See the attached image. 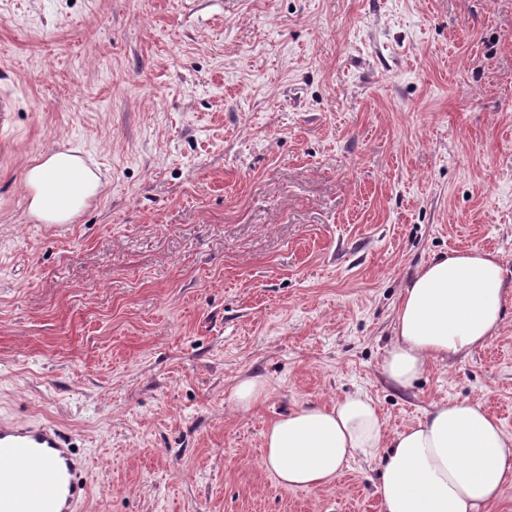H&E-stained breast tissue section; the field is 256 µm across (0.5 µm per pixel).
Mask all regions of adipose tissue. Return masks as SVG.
Segmentation results:
<instances>
[{
    "label": "adipose tissue",
    "mask_w": 512,
    "mask_h": 512,
    "mask_svg": "<svg viewBox=\"0 0 512 512\" xmlns=\"http://www.w3.org/2000/svg\"><path fill=\"white\" fill-rule=\"evenodd\" d=\"M29 209L65 224L101 191L81 158L57 151L25 174ZM512 297L498 254L454 250L420 269L402 290L382 371L410 386L439 359L484 347ZM264 464L288 487L336 482L358 457L380 459L382 512H486L512 483V434L482 405H434L425 420L386 432L375 402L356 392L332 405L300 408L264 435Z\"/></svg>",
    "instance_id": "1"
}]
</instances>
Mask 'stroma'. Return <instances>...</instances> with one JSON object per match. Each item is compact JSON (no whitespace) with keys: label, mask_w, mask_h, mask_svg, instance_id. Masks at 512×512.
<instances>
[{"label":"stroma","mask_w":512,"mask_h":512,"mask_svg":"<svg viewBox=\"0 0 512 512\" xmlns=\"http://www.w3.org/2000/svg\"><path fill=\"white\" fill-rule=\"evenodd\" d=\"M1 92L0 418L73 436L80 512H382L379 461L263 462L358 390L390 431L468 400L512 433V300L484 347L382 372L431 260L493 251L512 286V0H0ZM63 150L103 188L42 224L24 176ZM266 392L265 385L254 379L238 380L231 387V397L243 411L261 400Z\"/></svg>","instance_id":"stroma-1"}]
</instances>
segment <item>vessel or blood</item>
<instances>
[{"label":"vessel or blood","mask_w":512,"mask_h":512,"mask_svg":"<svg viewBox=\"0 0 512 512\" xmlns=\"http://www.w3.org/2000/svg\"><path fill=\"white\" fill-rule=\"evenodd\" d=\"M89 469L55 424L0 419V512H78Z\"/></svg>","instance_id":"vessel-or-blood-1"}]
</instances>
